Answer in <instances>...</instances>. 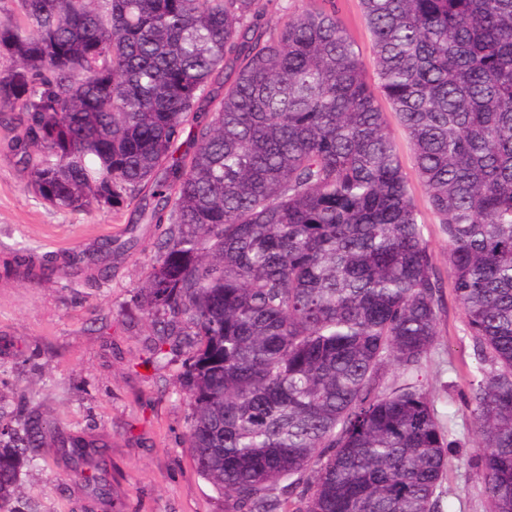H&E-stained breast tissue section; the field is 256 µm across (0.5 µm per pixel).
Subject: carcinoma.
Returning <instances> with one entry per match:
<instances>
[{"mask_svg":"<svg viewBox=\"0 0 512 512\" xmlns=\"http://www.w3.org/2000/svg\"><path fill=\"white\" fill-rule=\"evenodd\" d=\"M14 2L10 150L58 210L155 200L140 307L187 337L186 447L224 512H437L457 441L423 361L444 281L389 111L480 347L488 512H512V0H360L367 59L336 0L267 29L262 0ZM48 427L0 423V510ZM63 444L98 486L93 443Z\"/></svg>","mask_w":512,"mask_h":512,"instance_id":"carcinoma-1","label":"carcinoma"}]
</instances>
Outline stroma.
<instances>
[{"mask_svg":"<svg viewBox=\"0 0 512 512\" xmlns=\"http://www.w3.org/2000/svg\"><path fill=\"white\" fill-rule=\"evenodd\" d=\"M0 113V420L37 413L50 429L46 463L23 469L20 512H224L188 452V406L176 380L187 349L154 357L157 329L133 299L159 257L165 227L128 208L64 212L26 188ZM412 193L440 272L446 239L419 180ZM135 245L100 262L106 240ZM424 360L434 406L458 446L439 489L440 512H486L468 405L474 342L451 288ZM102 446L98 495L72 475L62 439Z\"/></svg>","mask_w":512,"mask_h":512,"instance_id":"obj_1","label":"stroma"}]
</instances>
